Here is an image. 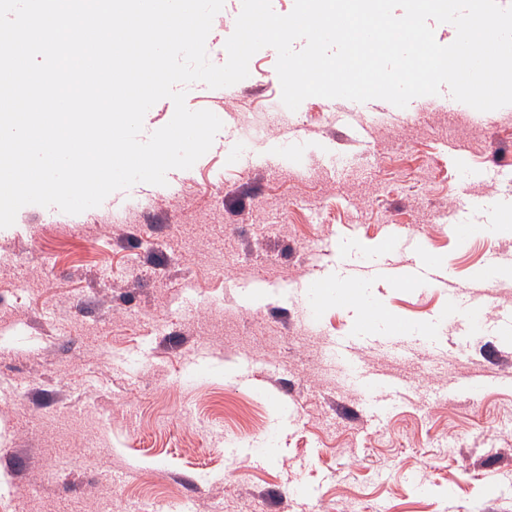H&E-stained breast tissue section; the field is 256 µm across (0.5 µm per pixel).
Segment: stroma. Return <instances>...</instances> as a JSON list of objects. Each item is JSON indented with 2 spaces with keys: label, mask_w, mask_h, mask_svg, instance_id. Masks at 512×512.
Returning a JSON list of instances; mask_svg holds the SVG:
<instances>
[{
  "label": "stroma",
  "mask_w": 512,
  "mask_h": 512,
  "mask_svg": "<svg viewBox=\"0 0 512 512\" xmlns=\"http://www.w3.org/2000/svg\"><path fill=\"white\" fill-rule=\"evenodd\" d=\"M242 0L206 40L226 62ZM277 53L249 75L201 84L186 105L223 122L192 168L72 215L22 207L0 229V512H512V342L497 310L468 326L441 288L371 279L362 301L327 297L304 334L305 291L354 264L407 268L392 230L469 285L512 232L457 242L436 223L512 215V106L480 112L448 89L406 107L374 99L281 100ZM400 318L413 352L377 344ZM355 336L369 392L338 371ZM492 373L480 392L470 379Z\"/></svg>",
  "instance_id": "1"
}]
</instances>
